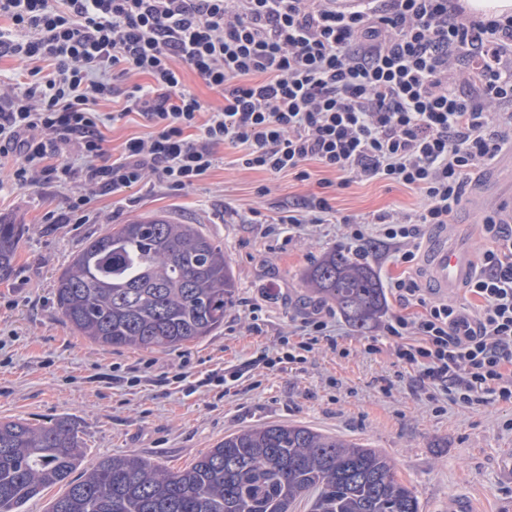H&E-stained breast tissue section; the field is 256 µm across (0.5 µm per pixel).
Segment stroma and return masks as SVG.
<instances>
[{"mask_svg":"<svg viewBox=\"0 0 512 512\" xmlns=\"http://www.w3.org/2000/svg\"><path fill=\"white\" fill-rule=\"evenodd\" d=\"M237 151L215 150V166L195 188L172 192L158 183L99 194L88 221L73 223L63 189L52 183L0 189V222L20 224L16 270L0 284V419L45 423L66 417L83 441V467L139 453L177 471L226 435L270 424H299L381 450L410 482L422 512H448L451 499L472 512H512V405L435 411L410 375H398L390 348L366 354L363 331L335 304L305 288L304 271L324 252L343 248L338 223L271 233L319 190L323 174L301 182L249 170ZM338 218L371 219L382 211L412 214L420 193L376 179H356L328 194ZM512 200V171L490 164L474 172L453 217L463 241L480 253L489 241L481 221ZM165 214L196 225L224 248L237 280L236 301L211 336L168 351L113 349L75 335L54 302V279L90 240L116 224ZM332 312L349 356L319 344L306 363L258 367L231 390L191 381L245 363L294 336L314 309ZM260 331H253V324ZM393 380L383 391L384 380Z\"/></svg>","mask_w":512,"mask_h":512,"instance_id":"stroma-1","label":"stroma"}]
</instances>
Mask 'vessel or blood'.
Segmentation results:
<instances>
[{
    "label": "vessel or blood",
    "mask_w": 512,
    "mask_h": 512,
    "mask_svg": "<svg viewBox=\"0 0 512 512\" xmlns=\"http://www.w3.org/2000/svg\"><path fill=\"white\" fill-rule=\"evenodd\" d=\"M425 271L427 287L446 296L455 295L466 287L475 273L473 252L460 244L451 232H444L429 250Z\"/></svg>",
    "instance_id": "1"
}]
</instances>
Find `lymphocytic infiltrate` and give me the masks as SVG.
Here are the masks:
<instances>
[{
  "label": "lymphocytic infiltrate",
  "mask_w": 512,
  "mask_h": 512,
  "mask_svg": "<svg viewBox=\"0 0 512 512\" xmlns=\"http://www.w3.org/2000/svg\"><path fill=\"white\" fill-rule=\"evenodd\" d=\"M2 56L30 75L22 92L0 88L6 178L17 188L82 183L68 198L80 223L100 190L195 187L226 143L247 169L305 182L312 161L336 174L326 189L365 178L419 192L416 214L340 220L356 258L378 240L404 268L386 283L398 313L362 350L388 341L429 400L512 404V226L483 221L490 245L466 285L476 309L434 297L417 276L427 229L447 226L470 174L512 147V15H470L459 0H0ZM186 69L222 90L223 104L207 108L187 90ZM118 77L129 81L123 108L100 112ZM133 112L149 130L112 157L103 130ZM300 336L254 365L306 362L322 341L349 354L321 311Z\"/></svg>",
  "instance_id": "1"
}]
</instances>
